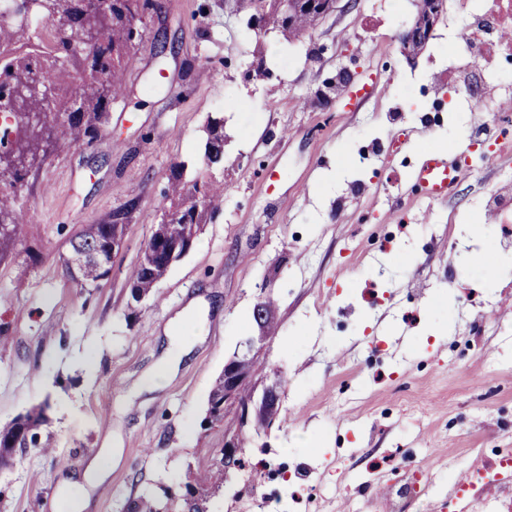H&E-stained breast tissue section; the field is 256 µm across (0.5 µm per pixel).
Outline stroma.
Returning <instances> with one entry per match:
<instances>
[{
    "label": "stroma",
    "mask_w": 512,
    "mask_h": 512,
    "mask_svg": "<svg viewBox=\"0 0 512 512\" xmlns=\"http://www.w3.org/2000/svg\"><path fill=\"white\" fill-rule=\"evenodd\" d=\"M126 57L123 93L92 142L57 149L21 183L0 255V426L43 412L39 444L0 467V512H124L128 500L208 467L224 426L201 427L209 390L272 301L255 390L279 381L272 426L246 430V471L210 501L231 512H382L379 490L417 476L406 512H448L478 449L512 447V246L494 222L463 227L501 187L512 157L478 163L448 199L413 188L379 152L382 183L357 191L348 145L402 140L420 161L468 147L480 116L460 109L428 130L401 85L434 83L458 24L441 17L406 59L392 36L416 0H354L288 41L247 26L244 0H162ZM263 63L272 78H248ZM353 85L330 88L337 70ZM393 68L400 82L383 71ZM224 122V162L205 160L206 127ZM214 180L223 198L191 250L141 303L128 274L170 207L173 164ZM124 211L125 247L99 287L64 266L84 224ZM181 357L148 377L171 347ZM112 467L87 477L93 459Z\"/></svg>",
    "instance_id": "obj_1"
}]
</instances>
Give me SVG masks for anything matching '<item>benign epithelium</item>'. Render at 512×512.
<instances>
[{
    "mask_svg": "<svg viewBox=\"0 0 512 512\" xmlns=\"http://www.w3.org/2000/svg\"><path fill=\"white\" fill-rule=\"evenodd\" d=\"M342 0H264L262 6L252 7L250 25L264 27L269 21L268 5L275 6V16L288 21L293 27L298 17L317 24L331 13L340 9ZM441 12V0H420L419 9L411 23L404 25L396 33L404 55H416L423 44L431 37L433 27ZM192 240L174 241L163 251H156L151 246H144L141 255L150 258L160 256L167 265L179 262L191 249ZM254 334L245 337L238 345L234 355L224 362V400H210L201 425L210 426L223 414L232 410L235 414V429L224 430V448L220 454L224 460V480H229L243 463L244 440L242 430L247 428L253 416H258L271 423L276 419L280 403V382L274 381L265 386L258 401L253 406H243L240 401L244 387L251 383L252 366L255 362L254 350L269 340L267 324L269 316L263 301H258L253 308Z\"/></svg>",
    "mask_w": 512,
    "mask_h": 512,
    "instance_id": "7a95c632",
    "label": "benign epithelium"
}]
</instances>
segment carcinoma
Masks as SVG:
<instances>
[{"mask_svg": "<svg viewBox=\"0 0 512 512\" xmlns=\"http://www.w3.org/2000/svg\"><path fill=\"white\" fill-rule=\"evenodd\" d=\"M150 5L156 11L162 8L160 0H112L109 11L101 13L94 0H13L12 10L0 14V111L22 132L12 150L0 153V182L14 185L49 151L97 136L109 102L122 92L120 67L135 38L129 24ZM33 16L46 23L48 36L46 42L27 48L20 38ZM46 90L52 96L66 92L51 117L44 112ZM216 138L224 139V126L213 122L205 147L211 165L224 162V152L210 149ZM181 176L178 173L172 185L180 219L155 225L150 239L156 242L197 237L200 224L219 201L221 186L196 179L181 184ZM18 224L14 198L0 192V254L16 247ZM114 229L113 224H88L70 240L71 247L92 257L76 278L80 287L96 288L105 279L95 257L108 254ZM166 273L164 263L146 260L136 264L129 284L147 295ZM196 485L201 494L190 505L140 497L128 502L127 512H158L167 505L174 512H208L210 498L224 485V463L201 473Z\"/></svg>", "mask_w": 512, "mask_h": 512, "instance_id": "carcinoma-1", "label": "carcinoma"}]
</instances>
